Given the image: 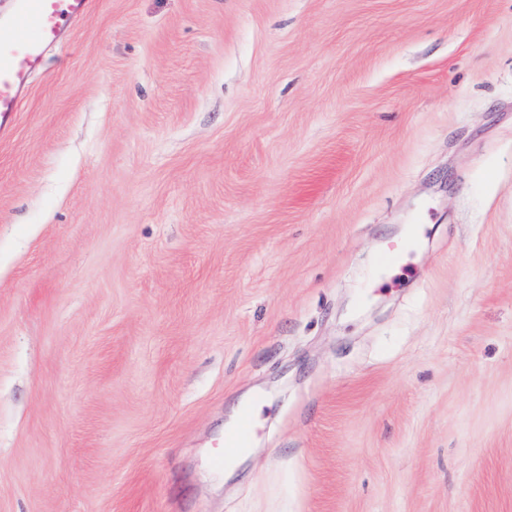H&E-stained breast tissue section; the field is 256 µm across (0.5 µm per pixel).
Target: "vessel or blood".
Here are the masks:
<instances>
[{
	"instance_id": "1",
	"label": "vessel or blood",
	"mask_w": 512,
	"mask_h": 512,
	"mask_svg": "<svg viewBox=\"0 0 512 512\" xmlns=\"http://www.w3.org/2000/svg\"><path fill=\"white\" fill-rule=\"evenodd\" d=\"M92 6L93 0H13L0 15V118L21 110L46 53L63 45ZM252 434L253 420L243 414L224 438L225 455L236 454Z\"/></svg>"
}]
</instances>
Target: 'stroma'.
I'll return each instance as SVG.
<instances>
[{
	"instance_id": "35a3bbf8",
	"label": "stroma",
	"mask_w": 512,
	"mask_h": 512,
	"mask_svg": "<svg viewBox=\"0 0 512 512\" xmlns=\"http://www.w3.org/2000/svg\"><path fill=\"white\" fill-rule=\"evenodd\" d=\"M0 512H512V0H95L0 121ZM253 430L250 414H243L238 425L224 437V455L218 457L216 463L218 465L224 463L226 457L236 454L240 448H243L251 438Z\"/></svg>"
}]
</instances>
